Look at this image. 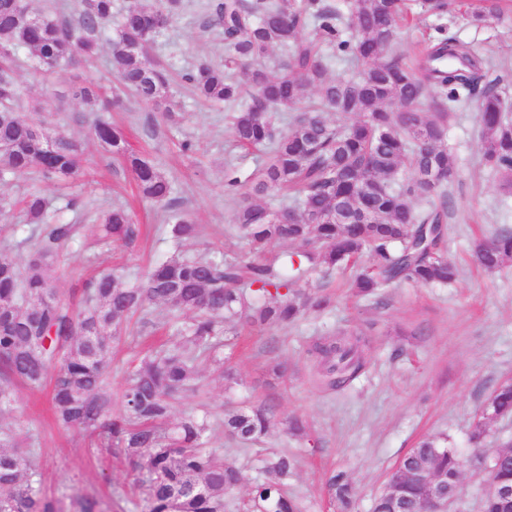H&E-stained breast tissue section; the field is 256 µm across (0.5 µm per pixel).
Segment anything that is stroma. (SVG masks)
I'll use <instances>...</instances> for the list:
<instances>
[{"instance_id":"1","label":"stroma","mask_w":512,"mask_h":512,"mask_svg":"<svg viewBox=\"0 0 512 512\" xmlns=\"http://www.w3.org/2000/svg\"><path fill=\"white\" fill-rule=\"evenodd\" d=\"M207 2L183 0L153 49L154 57L172 67L170 93L181 106V123L171 124L162 112L132 97L104 118L123 129L128 152L157 160L170 179L181 213L198 227L196 237L183 244L186 253L245 256L249 247L240 239L235 222L240 197L225 186L224 167L233 165L247 180L266 154L235 148L228 112L198 102L179 80L200 60L224 61L223 42L202 25ZM439 31L490 57L489 82L512 97V11L505 21L490 25L421 14L402 30L398 48L413 55L423 34ZM109 58L110 48L104 43L94 63L43 79L23 68L15 73L17 83L27 90L21 102L27 117L80 144L82 175L74 179L71 191L85 192L88 204L79 216H72L64 208L68 193L59 190L56 181L32 174L0 180V197L14 199L36 190L60 220L75 217L83 224L98 223L103 211L124 204L142 226L131 248L93 247L79 237L64 245L54 286L61 301L72 307L78 306L84 283L97 271L120 266L135 278L171 252L159 230L163 209L140 198L129 166L93 138L83 119L86 105L69 94L70 86L80 81L113 85ZM186 140L192 141V151L182 150ZM447 144L456 160L457 177L451 186L455 208L448 217L444 249L449 261L461 269L455 283L427 286L402 280L366 299L347 287L348 273L336 272L325 281L331 297L327 311L284 326L243 330L238 346L227 353L235 382L225 383L212 368L202 367L197 391L176 404V416L205 409L216 419L223 418L225 410L249 404L274 407L273 424L262 444L240 445L219 430L212 436L213 446L235 460L244 476L239 489L227 496L226 512H235L237 503L262 479L259 459L266 449L298 457L288 489L302 499L308 512H331L326 481L332 471L350 476L357 512H371L389 473L420 440L444 435L462 453H469L468 433L479 408L502 381L512 377V262L488 272L476 268L470 254L482 235L512 230V194L501 189L498 175L483 161L474 109L453 113ZM29 229L20 208L1 211L0 253L26 264L30 251L17 243ZM340 331L367 335V369L345 390L325 392L311 380L306 350L313 338ZM146 345L132 336L113 341L105 374L113 401H120L125 371ZM275 359L286 366L278 378L269 372ZM290 416L306 421V436L287 433L284 420ZM1 424L33 436L43 458L47 495L59 498L76 490L94 498L102 512H112L117 504L124 512H139L129 466L91 445L79 429L59 425L49 387L18 385L16 403L0 415Z\"/></svg>"}]
</instances>
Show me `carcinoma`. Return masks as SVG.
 <instances>
[{"instance_id":"obj_1","label":"carcinoma","mask_w":512,"mask_h":512,"mask_svg":"<svg viewBox=\"0 0 512 512\" xmlns=\"http://www.w3.org/2000/svg\"><path fill=\"white\" fill-rule=\"evenodd\" d=\"M6 2L0 0V48L10 50L0 56V180L35 170L65 185L81 169L79 146L67 137L53 162L41 159L32 141L40 128L18 106L22 89L13 78L18 54L26 53L33 73L49 74L54 72L51 61L70 67L92 57L99 43L95 34L113 28L108 42L119 88L109 96L97 85L80 84L71 95L105 109L121 106L123 91L147 105L159 102L169 86L168 71L148 53L133 51L130 42L155 43L167 25L145 32L140 15L170 19L181 3L155 0L148 8L130 0L116 17L112 0H80L79 27L42 13L39 27L32 28L9 17ZM414 4L439 18L459 13L489 23L500 19L512 0H352L346 36L326 0H209L205 24L224 42V66L203 61L186 81L198 98L233 112L238 146L270 148L235 213L255 258L174 254L156 262L134 286L114 271L100 273L85 283L78 309L59 300L47 305L40 292L53 285L59 249L74 225L56 222L46 199L28 192L21 203L34 229L23 243H33L35 258L22 269L0 255V303L10 305L9 311H0V413L13 406L15 383L36 388L49 380L57 422L79 428L132 467L141 512H224V498L241 485L240 469L223 450L207 447L206 419L172 421L175 400L197 387L199 360L232 379L221 351L237 338L236 320L274 327L324 310L330 297L312 291L313 276H328L365 252L371 267L352 281L361 295L376 296L400 280L454 281L458 269L442 250L453 205L448 187L456 177L446 144L450 113L475 109L484 159L512 185V101L484 83L482 53L444 37L428 42L410 62L390 55L399 29L414 17ZM276 49L282 55L270 72L266 63ZM333 59L350 64L352 76L330 75ZM290 111L296 117L282 132L274 114ZM332 114L355 119L335 124ZM92 133L112 154L126 157L142 197L169 212L174 223L162 231L175 246L196 234V225L174 211L169 179L155 162L126 154L119 127L98 121ZM428 166L436 172L430 191L412 172ZM283 192L291 197L281 210L253 201ZM278 215L292 216L293 223H270ZM88 232L99 241L131 246L141 229L127 209L116 206ZM275 242L297 250L260 260ZM474 258L486 271L512 261V230L480 241ZM158 303L170 311L169 325L179 340L129 367L121 408L114 412L103 386L112 340L129 316H138L139 328L149 325V308ZM363 343L360 336L314 340L307 354L318 386L336 392L351 385L366 366ZM509 416L512 383H503L481 408L470 435L473 447H480L489 422ZM273 419L270 406H251L225 414L222 426L246 444L258 441ZM41 467L39 449L19 447L12 430L0 427V512H98L96 500L83 494L67 496V510L62 500L46 495ZM464 467L447 439H425L405 454L388 482L400 489L402 512H419L429 477L442 478L451 489ZM296 469L293 455L266 456L264 479L251 487L244 512H302V504L286 490ZM494 475L512 484V452L499 455ZM327 486L333 512H354L346 473H332Z\"/></svg>"}]
</instances>
